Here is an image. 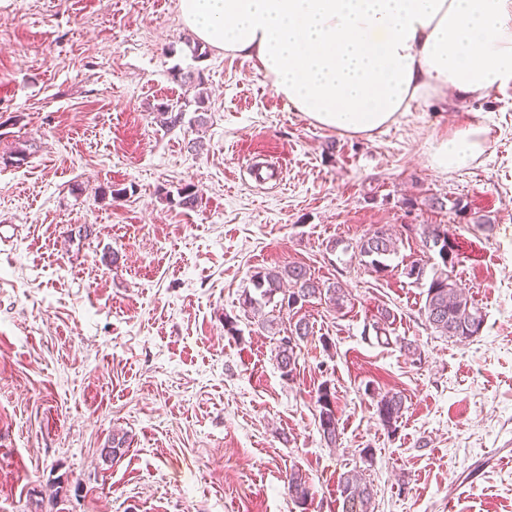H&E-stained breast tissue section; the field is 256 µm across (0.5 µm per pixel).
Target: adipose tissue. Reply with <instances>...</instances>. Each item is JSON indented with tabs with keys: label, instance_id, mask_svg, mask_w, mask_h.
<instances>
[{
	"label": "adipose tissue",
	"instance_id": "adipose-tissue-1",
	"mask_svg": "<svg viewBox=\"0 0 512 512\" xmlns=\"http://www.w3.org/2000/svg\"><path fill=\"white\" fill-rule=\"evenodd\" d=\"M209 46L252 60L289 108L374 137L426 96L483 97L512 83V0H179ZM487 128L436 142L433 168L469 167Z\"/></svg>",
	"mask_w": 512,
	"mask_h": 512
}]
</instances>
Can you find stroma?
<instances>
[{"mask_svg": "<svg viewBox=\"0 0 512 512\" xmlns=\"http://www.w3.org/2000/svg\"><path fill=\"white\" fill-rule=\"evenodd\" d=\"M178 2L0 0V512H49L54 492L59 512H342L352 469L374 512H512V85L343 136L289 109L253 61L194 58ZM174 102L169 128L157 109ZM473 121L485 152L433 169L434 142ZM187 184L192 210L173 202ZM425 224L456 239L452 276L485 317L471 341L430 328L404 275L438 261ZM382 225L401 241L379 276L357 245ZM293 264L340 283L343 310L245 306L254 273ZM383 307L387 347L364 336ZM301 319L314 334L286 377L279 340ZM389 392L404 399L393 434L376 415ZM294 468L314 489L302 507ZM335 391H332L329 382H322L316 392L315 407L318 417L319 432L323 439L335 444L339 436L336 416Z\"/></svg>", "mask_w": 512, "mask_h": 512, "instance_id": "35a3bbf8", "label": "stroma"}]
</instances>
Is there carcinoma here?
Masks as SVG:
<instances>
[{"mask_svg":"<svg viewBox=\"0 0 512 512\" xmlns=\"http://www.w3.org/2000/svg\"><path fill=\"white\" fill-rule=\"evenodd\" d=\"M199 204V193L192 184H187L178 191V205L193 209ZM423 247L438 241L448 245V261L441 263L427 276V264L416 260L411 268L418 269L417 277L427 278V290L424 306L420 309L425 322L443 336L456 338L463 342L479 335L484 327L482 312L468 300L463 289L458 286L448 273L459 262V251L455 240L448 239V230L441 225L427 224L420 232ZM398 251V237L384 226L371 230L358 245L361 265L376 274L388 270L386 260ZM291 284V290L283 291V282ZM253 285L260 298L250 295L245 303L254 309L262 302H271L278 293L283 299L294 304H303L311 298L326 297L334 308L344 306L346 295L341 287L322 284L303 265H290L283 272L259 271L253 275ZM394 323V314L388 309H381L371 324L376 341L382 345L391 343L390 328ZM312 334V326L302 320L298 321L289 334L280 339L276 354V363L283 375L290 377L296 370L301 354V342ZM315 407L318 417L319 432L323 439L331 444L339 436L338 418L336 416L335 392L330 383L322 382L316 392ZM403 398L397 393H387L377 401V416L380 423L391 434L397 431V424L402 417ZM288 491L300 505L306 504L312 496V488L302 472L291 470L288 475ZM338 491L343 499V512H372V488L359 472L353 470L342 474Z\"/></svg>","mask_w":512,"mask_h":512,"instance_id":"cac0c4a2","label":"carcinoma"}]
</instances>
